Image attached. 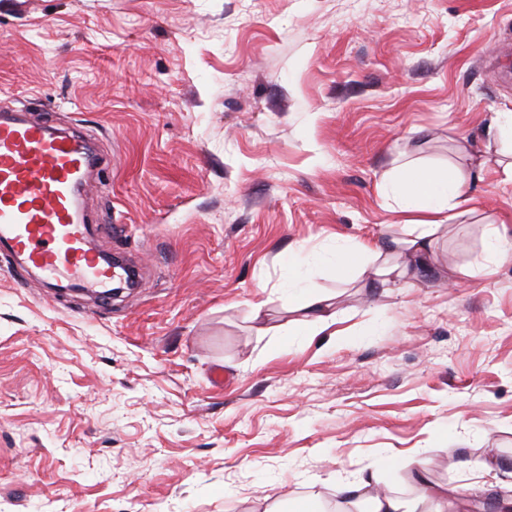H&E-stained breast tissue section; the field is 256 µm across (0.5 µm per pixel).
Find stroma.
I'll use <instances>...</instances> for the list:
<instances>
[{"label":"stroma","instance_id":"stroma-1","mask_svg":"<svg viewBox=\"0 0 512 512\" xmlns=\"http://www.w3.org/2000/svg\"><path fill=\"white\" fill-rule=\"evenodd\" d=\"M90 139L96 250L137 288L47 287L0 250V512H256L391 465L380 484L436 512L435 486L489 499L512 464V183L487 151L512 111V0H0V107ZM487 160L475 213L411 288L317 276L347 343L258 335L295 320L270 287L302 243L402 232L378 183L396 159ZM381 327L358 335L365 311ZM490 229L486 240V261L488 264L483 266L485 274H493L496 268L512 258V240L507 237V229L502 222V229L497 222L492 221L487 223Z\"/></svg>","mask_w":512,"mask_h":512}]
</instances>
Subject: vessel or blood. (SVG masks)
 Returning <instances> with one entry per match:
<instances>
[{
	"label": "vessel or blood",
	"instance_id": "b4317fda",
	"mask_svg": "<svg viewBox=\"0 0 512 512\" xmlns=\"http://www.w3.org/2000/svg\"><path fill=\"white\" fill-rule=\"evenodd\" d=\"M97 165L83 135L0 115V238L44 273L104 287L118 273L88 248L80 209Z\"/></svg>",
	"mask_w": 512,
	"mask_h": 512
}]
</instances>
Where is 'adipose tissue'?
Returning <instances> with one entry per match:
<instances>
[{
    "label": "adipose tissue",
    "mask_w": 512,
    "mask_h": 512,
    "mask_svg": "<svg viewBox=\"0 0 512 512\" xmlns=\"http://www.w3.org/2000/svg\"><path fill=\"white\" fill-rule=\"evenodd\" d=\"M482 167L448 164L440 168L421 159L405 160L383 177L379 190L394 202L404 234L368 245L337 237L324 245H302L280 262L274 292L287 301L297 318L288 327H260V335L283 337L298 343L329 332L337 321L330 296L315 282L319 271L331 269L348 281L367 273L381 285L407 284L432 269L435 246L450 221L472 213L469 186ZM376 475L360 478L337 491L333 512H408L392 493L377 489Z\"/></svg>",
    "instance_id": "1"
}]
</instances>
